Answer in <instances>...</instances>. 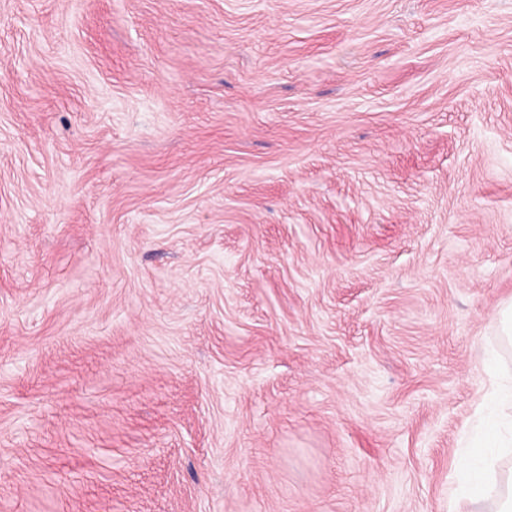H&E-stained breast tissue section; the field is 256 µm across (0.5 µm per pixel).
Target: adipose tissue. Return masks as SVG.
I'll list each match as a JSON object with an SVG mask.
<instances>
[{"label": "adipose tissue", "mask_w": 512, "mask_h": 512, "mask_svg": "<svg viewBox=\"0 0 512 512\" xmlns=\"http://www.w3.org/2000/svg\"><path fill=\"white\" fill-rule=\"evenodd\" d=\"M488 377V389L457 464V490L473 502L497 486L493 512H512V470L504 475L497 471L501 457L512 452V370L496 369Z\"/></svg>", "instance_id": "ef3b65f1"}]
</instances>
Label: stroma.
Listing matches in <instances>:
<instances>
[{"mask_svg":"<svg viewBox=\"0 0 512 512\" xmlns=\"http://www.w3.org/2000/svg\"><path fill=\"white\" fill-rule=\"evenodd\" d=\"M512 301V0H0V512H449Z\"/></svg>","mask_w":512,"mask_h":512,"instance_id":"obj_1","label":"stroma"}]
</instances>
